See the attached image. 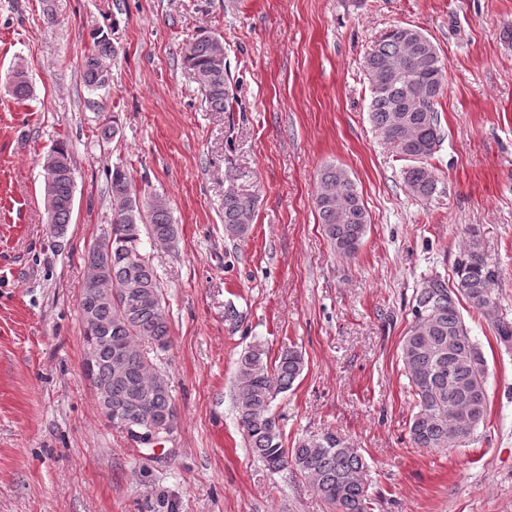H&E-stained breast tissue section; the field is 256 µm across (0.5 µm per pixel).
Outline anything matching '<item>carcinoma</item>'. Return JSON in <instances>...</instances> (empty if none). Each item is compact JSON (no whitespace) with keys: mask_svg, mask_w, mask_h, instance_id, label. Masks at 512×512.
Here are the masks:
<instances>
[{"mask_svg":"<svg viewBox=\"0 0 512 512\" xmlns=\"http://www.w3.org/2000/svg\"><path fill=\"white\" fill-rule=\"evenodd\" d=\"M93 45L82 70L93 91L109 85L105 59L115 55L110 34L92 33ZM183 61L202 84L205 103L215 112L233 111L235 95L229 81L224 42L201 35L183 49ZM371 101L370 121L376 135L402 157L414 162L405 170L410 192L430 199L439 179L428 159L444 140L437 109L444 96V66L431 39L415 26L387 29L363 56ZM13 95L24 100L31 88L24 73L10 79ZM57 170L45 186L46 223L61 234L70 224L74 202V175L69 148L59 142L41 159ZM112 224L106 238L108 251L90 248L87 268L97 275L85 277L79 310L95 290L91 317L82 318L84 355L94 356V394L112 401V411L134 420L149 417L159 426L179 424L167 374L153 363L143 348L147 342L158 351L171 346L164 294L152 259L142 251V236L155 244L175 240L165 198L142 196L123 168L109 174ZM255 199L228 192L224 195V235L246 240L251 232ZM315 205L322 231L333 249L352 258L362 244L369 215L357 185L337 165L323 167L316 179ZM469 243L454 261V281L440 274L423 279L411 303L412 321L402 338L400 358L416 402L410 419L409 439L416 448H450L470 437L487 414L485 361L469 336L462 303L486 315L498 308V269L491 265L474 228L466 230ZM123 352L120 363L111 362L114 351ZM305 369L301 351L288 347L273 362L260 342L238 359L234 382V407L245 441L252 453L273 473L298 472L333 508V512H369L368 495L361 482L364 468L357 449L346 445L328 429L317 437L299 441L295 448L282 445L281 430L271 404L291 389Z\"/></svg>","mask_w":512,"mask_h":512,"instance_id":"cac0c4a2","label":"carcinoma"}]
</instances>
